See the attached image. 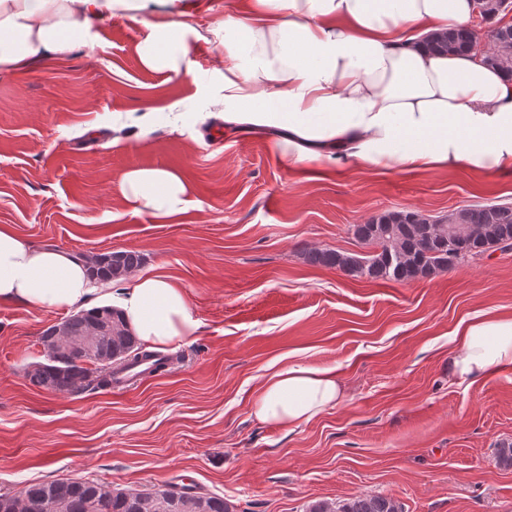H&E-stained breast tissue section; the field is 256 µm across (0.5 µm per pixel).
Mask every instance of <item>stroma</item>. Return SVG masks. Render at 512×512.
Segmentation results:
<instances>
[{"label": "stroma", "instance_id": "stroma-1", "mask_svg": "<svg viewBox=\"0 0 512 512\" xmlns=\"http://www.w3.org/2000/svg\"><path fill=\"white\" fill-rule=\"evenodd\" d=\"M140 34L109 16L68 58L0 77V225L87 257L140 252L142 271L186 289L202 331L130 389L48 394L24 367L66 312L0 302V493L54 479L191 483L235 512L364 495L404 512H512V467L496 459L512 441V367L471 384L448 373L462 320L512 315V250L410 283L303 259L357 250L351 225L385 211L512 203V173L288 169L263 138L225 135L213 118L214 45L170 77L140 67ZM132 166L173 168L191 185L178 222L124 204ZM296 363L333 369L340 400L297 427L258 421L264 377Z\"/></svg>", "mask_w": 512, "mask_h": 512}]
</instances>
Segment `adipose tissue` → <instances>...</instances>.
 <instances>
[{"instance_id": "adipose-tissue-1", "label": "adipose tissue", "mask_w": 512, "mask_h": 512, "mask_svg": "<svg viewBox=\"0 0 512 512\" xmlns=\"http://www.w3.org/2000/svg\"><path fill=\"white\" fill-rule=\"evenodd\" d=\"M473 0H249L246 12L196 29L194 0H0V76L69 57L107 15L140 24L136 54L149 72L188 71L198 42L225 47L216 97L225 133L253 132L286 167L512 172V77L487 65V46L438 54L422 38L464 25ZM192 188L180 172L138 166L122 178L134 212L175 223ZM88 260L33 246L0 226V302L84 306L96 293ZM152 349L199 336L188 294L163 273H142L112 294ZM453 376L474 382L512 366V316L488 309L454 332ZM341 396L332 369L288 365L252 402L264 423L310 422Z\"/></svg>"}]
</instances>
